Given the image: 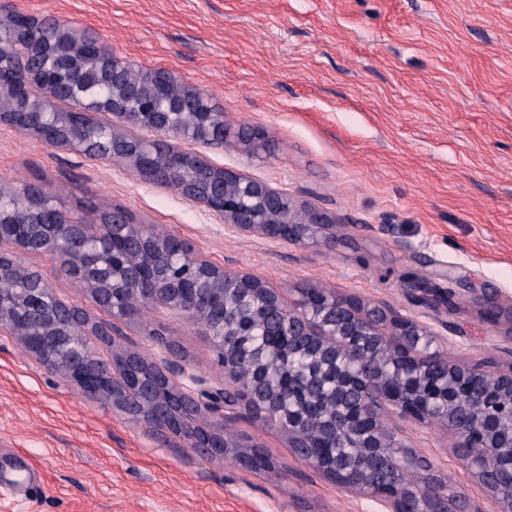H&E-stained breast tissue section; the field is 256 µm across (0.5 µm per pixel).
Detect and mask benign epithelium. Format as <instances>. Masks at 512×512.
<instances>
[{"label":"benign epithelium","instance_id":"obj_1","mask_svg":"<svg viewBox=\"0 0 512 512\" xmlns=\"http://www.w3.org/2000/svg\"><path fill=\"white\" fill-rule=\"evenodd\" d=\"M36 17L14 6L0 17V42L11 35V50L0 53V72L7 69L23 84L32 80L49 95L63 93L59 83L39 77L45 53L54 61L73 66L84 53L72 46L69 30L52 24L51 37L36 33ZM100 78L112 82V98L88 97L80 114L111 112L119 124L105 127L112 139V159L124 161L142 180L161 187L172 186L182 197L202 203L224 220L225 227L238 232L257 233L273 241L299 245L315 240L333 223L325 212L295 201L288 194L246 174L212 165L200 153H182L185 163L195 169L197 179L179 183L180 172L144 169L153 142L138 140L135 157L127 153V128L161 132L186 127L183 137L207 147L224 145L236 132L224 113L210 110L207 93L185 89L160 102L154 91L175 77L165 68L149 69L130 58L117 56L100 43L91 54ZM59 117L38 100L26 99L20 112H3L5 121L23 133L38 134L46 121ZM112 223L126 229L124 241L143 254L142 264L134 266L112 259L108 239L91 233L86 224H75L63 211L49 215L28 208L4 217L0 210V242L14 246L0 251V283L12 281L17 272L30 275L31 305L24 320L11 315L16 290L0 289V333L16 337L43 366L60 370L88 399H109L123 413L143 418L164 431L183 437L187 447L203 455L224 457L238 447L219 429H200L193 424L201 412L215 421L224 420L231 405L228 395L248 393V402L259 418L275 420L288 434V447H310V431L339 438L364 449L351 464L339 458L310 465L333 482L342 492L374 497L382 512H462L458 498L450 495L444 479L435 473L431 460L418 449L397 439L396 429L386 423L389 410L418 422L437 420L457 439V447H477L473 477L488 491L496 512H512V484L497 479L504 465L512 467V370H497L448 364L446 356L434 347L441 337L416 321L393 310H364L357 303L309 291L296 306L285 305L279 295L246 272L182 255L190 265L202 267L200 278L189 287L169 274V267L156 268L154 254L160 250L152 226L132 224L122 212L112 213ZM64 254L65 270L82 284L110 283L132 291L150 304L180 311L188 320L204 324L224 366V386L209 381L177 360L174 346L159 337V359L150 363L152 374L131 378L136 355L112 350L104 360L81 338L87 318L81 308L54 298L45 276L24 265L29 253ZM412 299L420 306L441 314L448 312V299L429 282L408 285ZM267 306L277 307L288 320L286 334L307 339L306 356L310 372L327 386V395L336 403V418L321 421L313 412L317 398L303 389L301 404L283 413L286 397L284 376L271 378L255 349L245 339L256 324V316ZM364 357L370 361L396 360L395 368L352 379L341 365ZM381 462L390 475V489L368 487V471ZM412 467L426 476L415 486L400 481L403 471Z\"/></svg>","mask_w":512,"mask_h":512}]
</instances>
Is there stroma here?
<instances>
[{
  "instance_id": "obj_1",
  "label": "stroma",
  "mask_w": 512,
  "mask_h": 512,
  "mask_svg": "<svg viewBox=\"0 0 512 512\" xmlns=\"http://www.w3.org/2000/svg\"><path fill=\"white\" fill-rule=\"evenodd\" d=\"M38 19L87 29L121 57L206 90L234 127L260 132L198 148L337 221L330 240L280 243L225 230L205 205L109 161L47 145L0 123V187L36 186L75 220L112 211L188 243L202 261L246 271L284 304L317 289L392 309L445 336L454 362L512 367V0H20ZM55 296L89 324L109 321L49 254H28ZM454 269L469 281L459 314L436 316L406 288ZM497 303L485 320L481 295ZM120 342L148 361V336L173 341L212 385L224 370L202 324L143 308L118 320ZM390 426L450 475L466 512H494L442 423ZM227 437L266 449L268 471L205 458L182 438L84 398L13 337L0 335V512H380L340 492L280 425L246 404Z\"/></svg>"
}]
</instances>
